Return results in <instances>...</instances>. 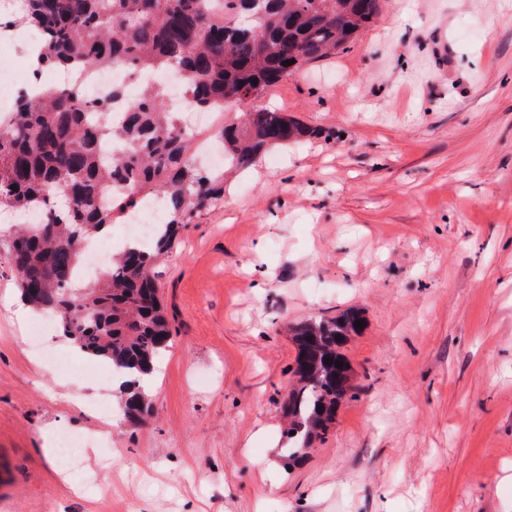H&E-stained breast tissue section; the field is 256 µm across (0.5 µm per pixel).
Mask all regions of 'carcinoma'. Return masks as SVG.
<instances>
[{"label":"carcinoma","instance_id":"obj_1","mask_svg":"<svg viewBox=\"0 0 512 512\" xmlns=\"http://www.w3.org/2000/svg\"><path fill=\"white\" fill-rule=\"evenodd\" d=\"M16 2L20 20L43 34L36 73L121 62L179 74L187 101L202 111L241 112L243 102L253 103L241 121L214 132L225 161L240 170L269 148L312 134L255 101L345 47L378 14V0H264L253 10L248 0ZM287 60L293 64L282 65ZM119 96L115 90L91 102L88 112L72 95L46 87L0 117V207L22 218L42 213L39 222L1 234L0 252L24 302L52 312L60 334L84 354L127 371L122 410L139 425L150 405L137 376L151 371L173 336L154 266L196 214L224 200V169L196 166L195 138L167 109L163 87L145 85L115 124ZM149 200L164 211L151 244L133 243L95 280L76 283L88 239ZM359 319L349 310L293 328L294 385L283 404L287 459L305 457L324 439L340 401L353 396L342 347L360 333Z\"/></svg>","mask_w":512,"mask_h":512}]
</instances>
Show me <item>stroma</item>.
<instances>
[{
    "instance_id": "35a3bbf8",
    "label": "stroma",
    "mask_w": 512,
    "mask_h": 512,
    "mask_svg": "<svg viewBox=\"0 0 512 512\" xmlns=\"http://www.w3.org/2000/svg\"><path fill=\"white\" fill-rule=\"evenodd\" d=\"M262 102L317 134L226 177L160 265L145 424L31 354L0 258V512H512V0H379ZM350 307L355 395L286 463L290 328ZM58 428L98 441L68 482Z\"/></svg>"
}]
</instances>
